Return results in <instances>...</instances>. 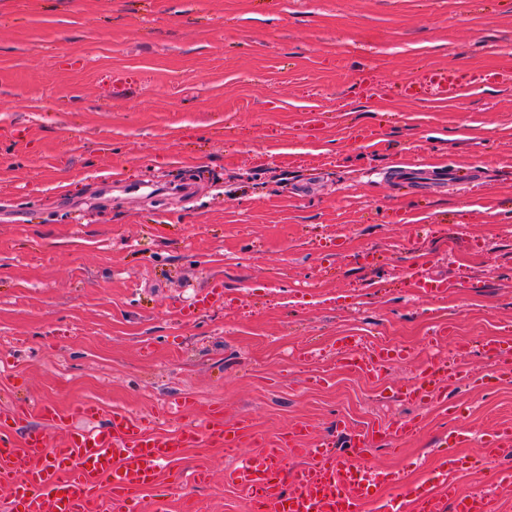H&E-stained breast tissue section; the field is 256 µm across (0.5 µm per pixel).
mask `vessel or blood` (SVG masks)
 <instances>
[{
  "label": "vessel or blood",
  "mask_w": 512,
  "mask_h": 512,
  "mask_svg": "<svg viewBox=\"0 0 512 512\" xmlns=\"http://www.w3.org/2000/svg\"><path fill=\"white\" fill-rule=\"evenodd\" d=\"M415 82L435 85L446 98L455 97L462 88L447 71L422 72ZM483 346L494 355L501 373L512 372V341L487 339ZM388 361L378 348L356 358L359 369L370 377L378 376ZM465 377L459 365L430 362L415 374L407 394L440 402L448 383ZM28 413V408L20 407L0 420V484L11 489L8 512H98L102 490L108 493L110 512H139L140 494L157 487L161 464L203 441L235 458L224 480L246 490L257 512H503L500 497L461 491L450 479L459 464L456 449L468 439L462 430L449 436L439 453L440 481L408 491L402 471L365 465L370 439L362 430L351 433L348 455L310 442L301 426L291 428L287 438L264 442L261 451L249 453L245 450L249 424L244 420L234 426L211 420L201 426L188 424L170 437L153 433L146 421L121 410L103 416L91 403L67 411L45 404L38 414L48 424L86 417L98 425L90 431H69L59 441L35 432L20 442L14 434ZM510 449L512 425H501L482 439L475 460L504 489L512 488V468L499 467L498 460ZM288 451L307 458V465L287 468Z\"/></svg>",
  "instance_id": "vessel-or-blood-1"
}]
</instances>
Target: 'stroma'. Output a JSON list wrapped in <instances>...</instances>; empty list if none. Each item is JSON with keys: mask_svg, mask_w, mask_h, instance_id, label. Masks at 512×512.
Returning <instances> with one entry per match:
<instances>
[{"mask_svg": "<svg viewBox=\"0 0 512 512\" xmlns=\"http://www.w3.org/2000/svg\"><path fill=\"white\" fill-rule=\"evenodd\" d=\"M444 68L483 80L404 95ZM476 163L485 179H397ZM416 265L447 292H419ZM216 279L223 303L199 307ZM510 323L512 0H0V417L89 402L174 436L219 406L318 442L341 422L409 489L464 430L475 491L480 439L512 424L480 343ZM345 335L407 355L370 380ZM446 360L473 382L404 396ZM399 420L422 425L400 451ZM199 464L209 483L177 484ZM233 464L187 449L142 512H251Z\"/></svg>", "mask_w": 512, "mask_h": 512, "instance_id": "stroma-1", "label": "stroma"}]
</instances>
